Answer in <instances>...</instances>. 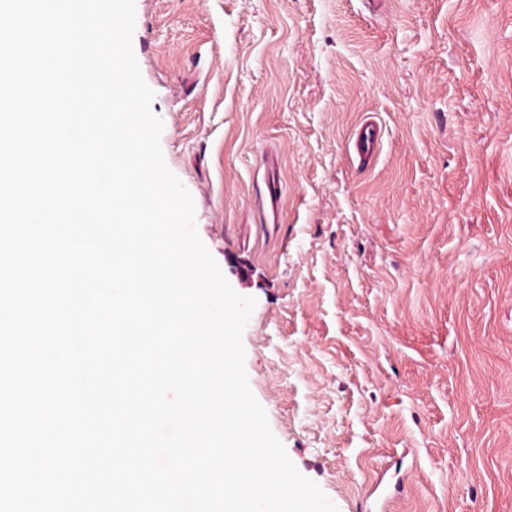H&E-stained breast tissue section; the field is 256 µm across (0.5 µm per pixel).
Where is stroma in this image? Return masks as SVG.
Masks as SVG:
<instances>
[{"mask_svg":"<svg viewBox=\"0 0 512 512\" xmlns=\"http://www.w3.org/2000/svg\"><path fill=\"white\" fill-rule=\"evenodd\" d=\"M135 8L165 161L256 300L245 370L296 469L338 512L377 484L394 512H512V0Z\"/></svg>","mask_w":512,"mask_h":512,"instance_id":"obj_1","label":"stroma"}]
</instances>
